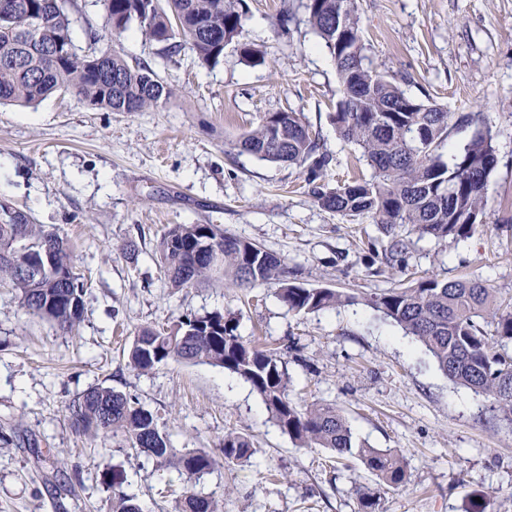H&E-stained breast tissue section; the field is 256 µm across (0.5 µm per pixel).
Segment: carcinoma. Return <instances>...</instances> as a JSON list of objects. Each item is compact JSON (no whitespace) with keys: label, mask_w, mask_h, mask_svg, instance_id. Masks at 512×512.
<instances>
[{"label":"carcinoma","mask_w":512,"mask_h":512,"mask_svg":"<svg viewBox=\"0 0 512 512\" xmlns=\"http://www.w3.org/2000/svg\"><path fill=\"white\" fill-rule=\"evenodd\" d=\"M0 10V104L35 105L53 93H73L112 112H144L167 103L174 89L147 65L130 66L109 47L84 52L74 42L72 19L58 0H10ZM105 27L121 34L137 21L171 57L181 39L206 65L216 64L224 46L238 37L243 0H105ZM308 22L336 65L343 95L331 114L340 139L361 150L373 168L369 180L329 188L321 179L331 162L295 112H268L237 146L262 160L307 165V185L325 209L348 217H369L391 238L386 263L403 261L410 240L396 233L408 227L419 237L461 240L487 214L488 178L496 166L494 136L473 114L453 116L443 107L408 96L386 74L364 65L357 0H305ZM470 127L466 143L453 149L448 138ZM202 239L221 251L211 262L195 257ZM0 282L16 291L26 312L63 330L80 321L84 283L63 237L47 233L21 213L0 206ZM160 263L173 287L224 277V284L254 287L282 284L280 297L297 313L334 309L352 296L331 288H307L288 280L277 254L228 234L217 224H174L158 244ZM40 267L41 277L22 267ZM369 304L418 340L452 382L492 398L512 423V305L478 279L422 278L375 293ZM238 325L218 312L194 316L170 330L143 327L135 334L129 365L149 373L161 364L204 362L247 382L270 418L298 446L317 445L337 455H356L380 482L399 487L407 460L394 449L370 448L357 440L340 410L302 405L288 393L287 362L237 333ZM74 424L101 433L120 432L135 456L170 463L184 476L181 512H220L218 503L194 490L193 480L219 464H244L254 454L250 437L228 432L217 457L206 448L180 451L153 413L136 399L107 387H93L67 406ZM112 486L111 512H142L121 490L122 475H104Z\"/></svg>","instance_id":"1"}]
</instances>
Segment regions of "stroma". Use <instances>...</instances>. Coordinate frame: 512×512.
<instances>
[{"label":"stroma","mask_w":512,"mask_h":512,"mask_svg":"<svg viewBox=\"0 0 512 512\" xmlns=\"http://www.w3.org/2000/svg\"><path fill=\"white\" fill-rule=\"evenodd\" d=\"M74 41L90 33L129 64L148 65L176 94L149 112H110L73 94L35 106L0 105V202L66 236L87 281L73 332L30 315L0 286V512H107L104 473L143 512H179L176 468L135 457L119 434L78 431L66 407L92 386L138 400L175 448L218 451L230 431L250 436L246 466L221 465L196 482L223 512H512V423L484 394L451 383L413 337L368 300L408 274L486 281L512 296V0H358L367 66L408 96L473 113L494 137L498 163L488 215L466 239L415 240L405 268L383 265L389 238L368 217L322 208L306 171L239 151L267 112L292 111L332 157L325 183L370 178L329 115L341 97L335 64L300 0H245L237 42L205 66L190 49L162 53L138 24L109 35L103 0H77ZM288 25H281L283 9ZM250 47L256 60L243 56ZM174 224H218L282 257L292 281L353 295L315 313L290 311L281 285L171 287L158 243ZM220 312L252 343L279 349L295 400L336 406L358 439L398 450L406 483L379 484L357 458L301 448L235 374L202 363L132 370L124 355L145 326Z\"/></svg>","instance_id":"obj_1"}]
</instances>
